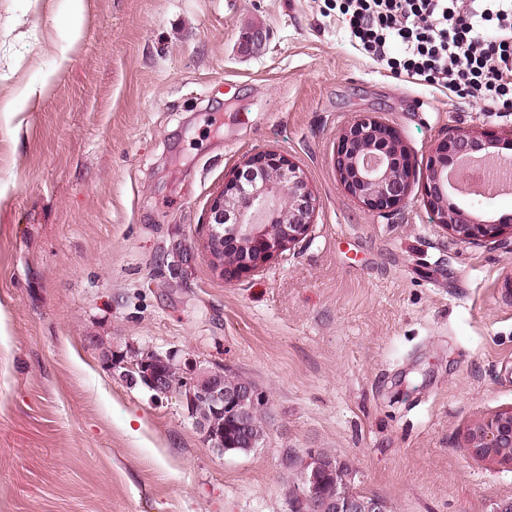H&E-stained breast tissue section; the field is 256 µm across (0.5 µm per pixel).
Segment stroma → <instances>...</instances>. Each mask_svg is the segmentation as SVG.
Here are the masks:
<instances>
[{"label":"stroma","instance_id":"stroma-1","mask_svg":"<svg viewBox=\"0 0 512 512\" xmlns=\"http://www.w3.org/2000/svg\"><path fill=\"white\" fill-rule=\"evenodd\" d=\"M66 4L0 0V512H288V458L310 448L390 512L512 499V469L467 451L512 407V237L459 242L424 195L439 138L512 114L373 65L334 0H85L74 40ZM366 115L413 165L386 217L333 167ZM266 149L320 208L306 241L228 281L202 223ZM93 336L244 374L264 441L217 455Z\"/></svg>","mask_w":512,"mask_h":512}]
</instances>
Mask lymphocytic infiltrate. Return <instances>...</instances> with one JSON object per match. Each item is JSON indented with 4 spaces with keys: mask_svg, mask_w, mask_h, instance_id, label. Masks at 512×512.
<instances>
[{
    "mask_svg": "<svg viewBox=\"0 0 512 512\" xmlns=\"http://www.w3.org/2000/svg\"><path fill=\"white\" fill-rule=\"evenodd\" d=\"M351 41L376 65L512 112V0H344Z\"/></svg>",
    "mask_w": 512,
    "mask_h": 512,
    "instance_id": "f902f5d3",
    "label": "lymphocytic infiltrate"
}]
</instances>
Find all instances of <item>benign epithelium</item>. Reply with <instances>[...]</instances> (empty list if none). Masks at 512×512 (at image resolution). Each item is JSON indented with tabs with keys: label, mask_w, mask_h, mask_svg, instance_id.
I'll return each instance as SVG.
<instances>
[{
	"label": "benign epithelium",
	"mask_w": 512,
	"mask_h": 512,
	"mask_svg": "<svg viewBox=\"0 0 512 512\" xmlns=\"http://www.w3.org/2000/svg\"><path fill=\"white\" fill-rule=\"evenodd\" d=\"M502 142L493 131L457 128L433 149L425 185L426 204L436 223L456 240L475 243L496 239L511 224L477 221L452 202L455 192L474 176L473 161L495 160L512 170V157L491 151ZM334 166L344 190L376 215L395 211L406 200L413 176L410 156L395 129L375 117L346 126L338 137ZM320 202L305 173L285 156L266 150L245 157L231 171L224 188L210 203L202 247L214 270L232 281L258 271L311 236ZM143 384L156 393L171 394L164 364L176 365L184 386L178 397L186 415L212 450L222 456L237 448L236 435L248 433L251 417L265 398L253 387L224 383L223 367L210 366L181 349L144 351ZM211 414L195 415L197 400ZM468 452L480 460L512 467V408L477 423L469 432ZM312 470L301 476L302 491L289 512H356L355 500L340 495L316 499V486L334 467L321 450L306 452Z\"/></svg>",
	"instance_id": "obj_1"
}]
</instances>
